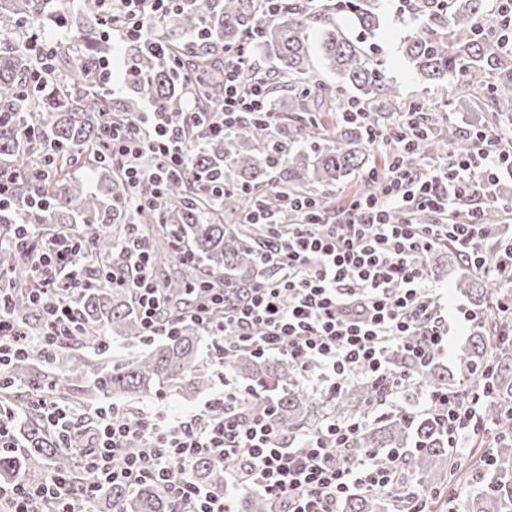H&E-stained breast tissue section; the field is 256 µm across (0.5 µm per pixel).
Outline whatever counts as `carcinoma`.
I'll return each mask as SVG.
<instances>
[{
    "instance_id": "carcinoma-1",
    "label": "carcinoma",
    "mask_w": 512,
    "mask_h": 512,
    "mask_svg": "<svg viewBox=\"0 0 512 512\" xmlns=\"http://www.w3.org/2000/svg\"><path fill=\"white\" fill-rule=\"evenodd\" d=\"M379 0H279L274 13L261 8L258 0H180L162 19L170 56L161 61L132 42L126 47L128 67L136 77L128 81L130 97L123 111H137L146 101L180 118L177 109L188 92H194L200 108L207 109L221 94L218 68L209 63L217 53L242 44L261 49L276 66L278 82L291 88L286 97L271 99L274 112L288 113V123L269 124L251 120L235 126L223 137H213L192 128L188 137L196 143L197 171L224 173V181L240 188L267 187L265 202L275 210L282 196L295 186H333L360 172L374 141L372 131L380 129L386 113L393 111L397 95L385 73L345 33L339 16L345 15L361 31L372 34L380 25ZM494 9L491 0H416L412 15L417 30L404 40L401 50L412 71L431 84L448 85L459 112L477 101V94L491 86H512V63L496 48L481 22ZM59 13L57 0H0V16L14 23H42ZM101 14L85 0L77 15V39L84 44L83 55L75 61L62 49L53 56V73L41 72L35 51L16 36L12 28L0 27V170L11 177V208L0 213V224L25 220L56 227L77 240L91 238L103 264L118 256L124 225L140 224L146 240L171 239L178 232L197 263H187L173 243L152 252L153 263L161 268L173 262L184 274L165 280L170 296L181 295L189 285L209 286L224 278L229 288H249L271 273L258 264L265 248L266 232L254 226L245 235L224 217L242 216L252 207V196L243 191L214 195L205 183L183 179L171 182L166 199L156 209L135 211L123 205V188L112 170V160L97 152L101 132L112 123V97L108 88L94 79L95 65L112 55L111 40L103 35ZM319 25L318 49L326 69L336 82L311 78L309 30ZM193 34L194 50H187L183 38ZM198 72L206 79L190 87L185 74ZM349 90L362 107L361 115L346 118L338 109L324 115H303L305 101L339 104L341 93ZM487 118L480 128L505 133L512 114L489 99ZM433 118L426 117L417 128L418 151L427 158L442 156L446 147L457 152L469 150L467 142L451 145L437 138ZM281 150L278 168L271 166V153ZM55 170L49 182L37 179L38 170ZM285 177L269 188L271 173ZM443 249L427 253L422 261L436 277L449 275L458 291L480 307L497 287L492 280L479 279L461 266L444 267ZM0 269L13 275L10 312L31 334L42 330L43 312L29 298L25 257L11 247L0 248ZM84 330L75 342L61 348L66 369L52 378H42L36 365L45 361L37 345L7 366L9 382L0 389V400L23 410L24 447L0 450V481L12 483L30 471V464L43 462L52 473L74 470L72 456L59 447L57 436L38 412L21 400V387H37L64 403L95 412L104 400H149L159 396L166 385L175 383L190 395L209 376V365L200 361L198 349L204 331L187 323L178 335L150 350L118 362L110 368H93L75 347H93L103 352L112 339L141 335L131 295L126 288L102 285L78 300ZM512 326L493 317L477 327L469 343L455 355V373L448 375L437 361L419 372L423 388L452 389L459 383L487 387L484 402L488 419L512 421ZM493 369L482 377L488 359ZM229 372L251 381L258 396L275 397V420L294 433L314 426L323 412L320 400L309 401L296 390L297 372L285 358L270 360L246 354L226 359ZM380 396L377 387L365 383L347 386L336 401V417L346 418L350 409L369 405ZM369 448L382 467L392 466L412 475L422 486L437 488L448 482L459 485L465 475L451 467L448 435L431 413L406 415L390 413L366 426L355 442ZM509 449L498 455L499 463L488 467L487 486L469 497L465 512H512V479L506 467ZM197 479L216 493L224 492V473L210 460L197 461ZM345 512H401L400 502L377 493H360L343 503ZM170 512L169 500L154 483H146L130 494L111 487L96 503L97 512Z\"/></svg>"
}]
</instances>
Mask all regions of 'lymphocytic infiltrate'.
I'll return each instance as SVG.
<instances>
[{"mask_svg": "<svg viewBox=\"0 0 512 512\" xmlns=\"http://www.w3.org/2000/svg\"><path fill=\"white\" fill-rule=\"evenodd\" d=\"M165 2L112 0L111 11L103 15L107 33L161 49L152 25ZM252 66L247 52H225L224 95L209 132L226 133L256 116L274 120L265 83L240 82ZM196 107L189 95L180 121L151 108L105 131L99 148L130 187L128 206L160 202L171 177L194 176L186 127L194 122ZM419 119V113L406 112L379 132V140L394 147L379 194L353 199L333 213L306 194L289 196L277 215L255 201L247 221L267 229L272 246L259 260L275 268L274 277L234 301L224 288L196 294L174 321L150 247L136 225H129L118 262L101 278L90 241H71L60 231L47 234L36 224L14 225L10 241L31 263L33 298L43 304L45 321L39 335L30 334L0 296V382L7 359L26 353L31 342L40 343L50 358L77 336L74 303L103 279L132 290L143 341L174 336L178 321L189 320L210 336L214 365H223L235 350L261 358L282 356L295 366L303 386L327 400H336L350 379L363 375L387 388L383 409L399 408L400 395L416 385L420 369L447 350L449 337L461 325L476 327L486 318L461 306L449 311L420 255L447 244L482 275L512 274V233L496 252H486L483 244L491 211L512 215V201H500L496 193L499 169L512 168V147L504 146L501 134L478 130L471 151L448 155L423 170L411 160ZM146 155L153 157L152 165L141 164ZM425 210L434 214V222L393 219L397 211ZM393 350L409 359L407 370L390 365ZM250 396L249 388L226 387L200 412L179 416L157 405L129 418L117 407L103 408L88 427L87 440L76 446L70 435L79 409L31 393L30 407L57 430L62 447H75L82 477L76 481L58 473L38 482L0 485V512H95L106 488L132 493L149 481L162 487L173 512H235L236 497L251 489L268 498L274 512H341L353 494L398 491L413 500L411 512H426L428 491L398 487L395 473L380 468L371 449L356 447L369 414L348 419L330 414L314 432L297 438L274 421L271 402L241 412L240 404ZM483 403L479 392L429 390L420 409L442 420L449 447L461 455L471 434L489 429ZM202 457L222 467V496L210 495L196 481L194 465Z\"/></svg>", "mask_w": 512, "mask_h": 512, "instance_id": "lymphocytic-infiltrate-1", "label": "lymphocytic infiltrate"}]
</instances>
